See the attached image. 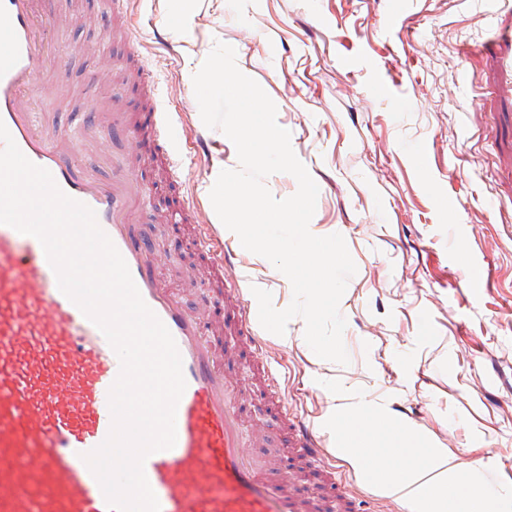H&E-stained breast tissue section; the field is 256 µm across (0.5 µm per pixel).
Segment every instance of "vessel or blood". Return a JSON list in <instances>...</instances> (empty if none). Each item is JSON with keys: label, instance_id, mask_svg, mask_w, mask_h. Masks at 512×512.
I'll return each instance as SVG.
<instances>
[{"label": "vessel or blood", "instance_id": "b4317fda", "mask_svg": "<svg viewBox=\"0 0 512 512\" xmlns=\"http://www.w3.org/2000/svg\"><path fill=\"white\" fill-rule=\"evenodd\" d=\"M38 0H0L8 49L0 54V121L22 153L47 169L60 189L92 208L101 229L124 258L148 307L171 332L182 358L186 388L176 410V444L144 463L160 512H367L344 485L327 495L301 496L295 486L324 469L321 437L281 415L298 465L272 480L245 450L239 385L224 372L235 346L219 343L231 329L258 349L255 317L241 306L240 275L232 249L199 226L197 244L224 270V308H189L165 288L153 242L135 207L139 186L130 171L102 176L77 159L66 132L40 130L33 88L47 52ZM170 119L154 106L112 115V152L127 139L169 146ZM120 362L103 333L59 289L44 248L33 236L0 224V512H109L97 480L82 459L108 437L109 390Z\"/></svg>", "mask_w": 512, "mask_h": 512}]
</instances>
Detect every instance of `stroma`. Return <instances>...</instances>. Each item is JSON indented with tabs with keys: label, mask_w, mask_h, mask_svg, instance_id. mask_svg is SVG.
I'll return each instance as SVG.
<instances>
[{
	"label": "stroma",
	"mask_w": 512,
	"mask_h": 512,
	"mask_svg": "<svg viewBox=\"0 0 512 512\" xmlns=\"http://www.w3.org/2000/svg\"><path fill=\"white\" fill-rule=\"evenodd\" d=\"M49 58L35 110L42 128L76 112H135L144 104L127 68L138 54L159 111L172 113L178 171L162 155H130L143 186L137 207L159 236L163 284L195 305L209 292L211 263L190 230L163 242L171 210H201L218 236L210 191L236 148L206 128L193 76L223 42L277 106L278 124L319 187L309 230L341 234L357 272L340 301L349 362L319 358L293 318L285 336L262 332L291 413L325 441L329 465L356 496L375 497L336 451L325 422L343 395L366 400L447 449L466 468L512 484V83L507 49L512 0H40ZM388 80L390 92L376 91ZM204 132L207 152L191 134ZM244 276L240 302L267 290L276 309L293 291L263 256L233 246ZM244 388L247 428L268 423L252 387L258 366L225 364Z\"/></svg>",
	"instance_id": "obj_1"
}]
</instances>
